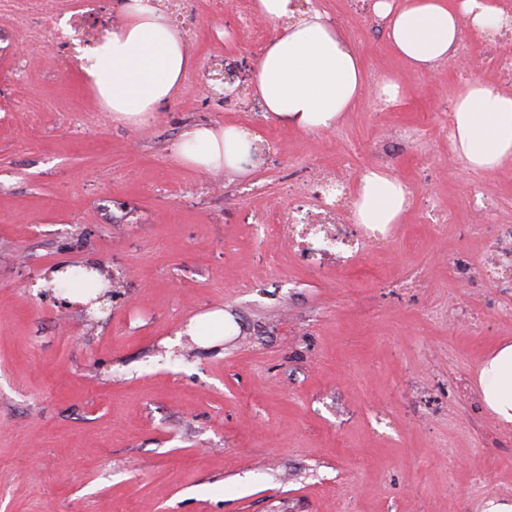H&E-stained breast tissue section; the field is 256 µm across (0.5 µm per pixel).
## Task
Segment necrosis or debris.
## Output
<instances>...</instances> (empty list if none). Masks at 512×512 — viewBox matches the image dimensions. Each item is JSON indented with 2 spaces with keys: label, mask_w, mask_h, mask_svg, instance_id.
<instances>
[{
  "label": "necrosis or debris",
  "mask_w": 512,
  "mask_h": 512,
  "mask_svg": "<svg viewBox=\"0 0 512 512\" xmlns=\"http://www.w3.org/2000/svg\"><path fill=\"white\" fill-rule=\"evenodd\" d=\"M99 0H78L67 24L73 36L89 43H98L122 21L121 14H110L107 24L96 19ZM0 10L11 16V25L32 49L53 42V34L29 29L30 13H54L56 0H0ZM512 43V26L501 31L499 38L485 43L482 51H472L469 44L459 46L453 61L455 71L464 77L494 65L500 77L512 83V55H502L501 44ZM355 195L354 181L348 169L328 168L312 172L300 181L299 199L283 213L279 223H267L264 215H256L266 238L278 239L297 250L305 263L334 261L355 263L372 243L384 240V233L363 224L350 223L343 205Z\"/></svg>",
  "instance_id": "1"
}]
</instances>
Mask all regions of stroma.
Segmentation results:
<instances>
[{"label":"stroma","mask_w":512,"mask_h":512,"mask_svg":"<svg viewBox=\"0 0 512 512\" xmlns=\"http://www.w3.org/2000/svg\"><path fill=\"white\" fill-rule=\"evenodd\" d=\"M202 78L182 83L154 139L114 123L57 51L29 67L0 21V512H480L512 502V424L482 400L488 353L512 342V277L492 275L512 225V161L473 174L448 116L464 82L409 69L368 36L361 102L304 132L228 111L208 94L225 65L253 82L268 36L237 31L224 0H187ZM399 101L378 99L380 79ZM235 124L271 162L230 180L183 168L193 121ZM395 128L408 136L386 141ZM383 168L410 208L390 243L315 268L272 247L295 160ZM498 203L472 224L473 178ZM218 185L196 204L186 191ZM452 213L441 224L433 212ZM93 262L119 288L90 315L35 283ZM418 285L401 288L408 277ZM221 308L237 326L203 346L185 323Z\"/></svg>","instance_id":"1"}]
</instances>
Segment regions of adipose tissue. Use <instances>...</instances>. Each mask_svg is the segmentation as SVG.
Instances as JSON below:
<instances>
[{"label":"adipose tissue","mask_w":512,"mask_h":512,"mask_svg":"<svg viewBox=\"0 0 512 512\" xmlns=\"http://www.w3.org/2000/svg\"><path fill=\"white\" fill-rule=\"evenodd\" d=\"M275 34L256 61L255 92L267 117L304 131L334 128L362 97L359 54L320 10L298 12L294 0H257ZM373 14L394 52L415 71L448 62L465 32L496 37L508 22L497 0H373ZM84 73L97 102L115 122L141 128L172 100L194 59L177 30L146 0H131L127 18L102 43L84 51ZM453 153L475 172L512 161V93L466 83L452 114ZM253 139L237 126L194 124L171 148L180 165L236 178L252 162ZM410 206L404 183L378 168L362 172L356 223L374 230L400 223ZM482 399L512 424V343H502L479 371Z\"/></svg>","instance_id":"adipose-tissue-1"}]
</instances>
